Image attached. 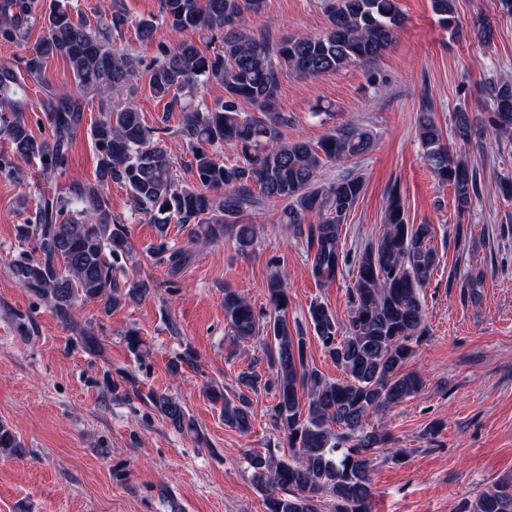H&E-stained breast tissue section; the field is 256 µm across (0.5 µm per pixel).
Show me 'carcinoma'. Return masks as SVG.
Wrapping results in <instances>:
<instances>
[{
    "label": "carcinoma",
    "instance_id": "1",
    "mask_svg": "<svg viewBox=\"0 0 512 512\" xmlns=\"http://www.w3.org/2000/svg\"><path fill=\"white\" fill-rule=\"evenodd\" d=\"M264 2L160 0L161 18L179 39L158 45L147 67L115 45L129 26L120 10L111 11L105 27L94 30L68 6L49 7L44 14L47 35L20 66L0 65V133L11 147V154L0 155V175L23 180L17 162L33 161L41 184L34 213L16 225L24 248L9 268L68 324L79 304L101 302L108 313L150 293L145 280L117 277L118 264L132 259L133 246L128 224L112 212V185L124 188L156 224L159 241L152 254L173 276L188 264L190 254L168 245L167 224L188 226L191 242H218L230 231L244 252L256 232L242 218L265 202L282 203L284 223L306 239L317 282L353 268L347 322L321 302L308 309L314 334L343 378L331 381L308 368L307 337L288 322V289L273 275L267 281L270 315L263 323L244 297L224 289V319L232 338L240 343L263 333L270 340L272 379L264 382L257 372L245 371L238 375L234 398L212 387L208 395L222 402L224 424L246 434L253 419L247 393L261 385L274 392V426L286 436L292 457L286 460L270 451L249 456L253 478L265 492L264 512H317L323 494L336 501V512H370L373 455L389 442L385 432L370 427V419L423 385L418 374L405 368L412 344L427 333L420 291L439 265L431 244L435 231L430 224L408 222L394 186L388 192L382 235L355 254L345 249L343 223L364 182L349 174L323 184L319 174L328 164L369 153L372 134L343 125L315 145L286 142L282 128L291 116L280 109L278 91L289 71L319 76L380 57L395 42L404 15L398 0H323L325 34L273 41L242 25L243 16L261 13ZM431 2L439 23L452 27L453 0ZM33 10V0H0V42L25 38ZM54 57L68 64L73 88L54 89L42 80L44 65ZM140 79L166 111L182 113L173 135L189 155L196 184L180 181L178 159L164 141L163 129L148 126L130 97ZM203 80L223 84L224 100L194 108L186 104L185 92ZM91 93L99 96L100 112L90 128L97 151L95 179L61 187L56 178L67 169L73 136L85 122L83 95ZM244 102L258 115L246 114ZM452 120L459 144L483 152V143L473 137L475 120L469 112L458 110ZM35 122L47 123L52 138L37 137ZM481 123L496 135L512 134V84L491 89L490 111L483 113ZM418 136L434 176L452 187L457 210H469L482 190L479 168L454 156L431 113L419 118ZM224 144L237 150L236 163L225 165L210 152ZM124 341L134 356L148 354L138 330H127ZM195 364V351L187 345L169 360L168 369L178 375L182 367ZM148 400L176 431L205 439L175 397L151 391ZM20 448L16 434L0 423V452L12 455ZM466 512H512V475L479 493Z\"/></svg>",
    "mask_w": 512,
    "mask_h": 512
}]
</instances>
